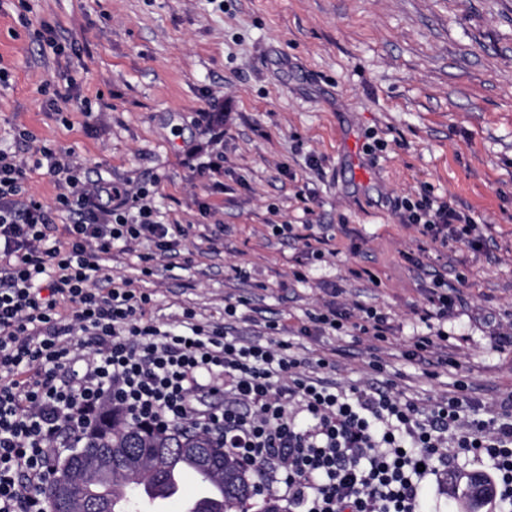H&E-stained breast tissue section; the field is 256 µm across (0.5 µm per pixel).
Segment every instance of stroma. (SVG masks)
Instances as JSON below:
<instances>
[{
    "instance_id": "stroma-1",
    "label": "stroma",
    "mask_w": 512,
    "mask_h": 512,
    "mask_svg": "<svg viewBox=\"0 0 512 512\" xmlns=\"http://www.w3.org/2000/svg\"><path fill=\"white\" fill-rule=\"evenodd\" d=\"M27 3L0 0V147L25 130L90 179L153 184L160 220L187 231L179 255L148 277L144 245L103 260L150 293L149 318L206 323L242 299L234 333L254 339L264 319L295 327L332 302L348 326L294 343L334 355L338 381L372 377L377 356L410 397L462 380L490 411L512 393V347H494L512 328V0ZM426 192L471 213L474 243L426 246L400 223L397 204ZM276 224L329 243L312 255ZM437 275L449 361L428 370L404 352L428 332ZM366 307L391 326L376 353L355 328ZM434 287L432 291H430L431 296L429 298L430 308H426L422 310V314L420 316V320L423 323L429 322L431 319L436 318L437 320H448V312L452 310L453 303L450 297L447 294L439 293L437 288H448V281L443 279L442 277L437 278L434 281Z\"/></svg>"
}]
</instances>
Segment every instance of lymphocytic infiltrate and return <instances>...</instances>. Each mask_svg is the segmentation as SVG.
<instances>
[{"label":"lymphocytic infiltrate","mask_w":512,"mask_h":512,"mask_svg":"<svg viewBox=\"0 0 512 512\" xmlns=\"http://www.w3.org/2000/svg\"><path fill=\"white\" fill-rule=\"evenodd\" d=\"M0 148V512H46L50 450L91 428L105 409L165 428L204 432L259 467L288 512H417L427 476L455 472L459 455L488 459L494 512H512V397L496 416L464 393L431 404L404 398L392 380L343 385L329 359L299 356L264 324L243 342L220 322L184 309L162 327L146 317L150 294L103 276V255L148 243L143 275L177 252L185 231L158 219L148 189L90 180L70 152L34 144ZM46 170L53 206L29 194ZM68 222L52 237L53 212ZM431 243L468 240L473 218L422 196L399 214Z\"/></svg>","instance_id":"f902f5d3"}]
</instances>
